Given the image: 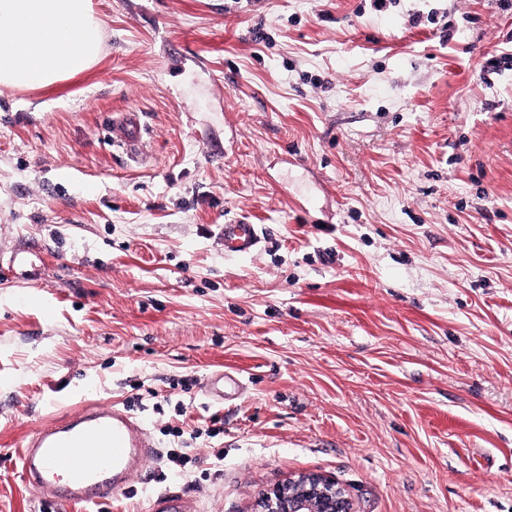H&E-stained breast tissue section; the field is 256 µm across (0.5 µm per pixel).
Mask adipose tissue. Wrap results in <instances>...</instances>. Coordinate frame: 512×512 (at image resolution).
<instances>
[{
    "label": "adipose tissue",
    "instance_id": "1",
    "mask_svg": "<svg viewBox=\"0 0 512 512\" xmlns=\"http://www.w3.org/2000/svg\"><path fill=\"white\" fill-rule=\"evenodd\" d=\"M90 0H0V84L27 88L80 74L96 60Z\"/></svg>",
    "mask_w": 512,
    "mask_h": 512
}]
</instances>
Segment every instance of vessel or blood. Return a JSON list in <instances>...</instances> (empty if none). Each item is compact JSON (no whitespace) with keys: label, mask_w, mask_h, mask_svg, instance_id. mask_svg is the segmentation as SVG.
I'll list each match as a JSON object with an SVG mask.
<instances>
[{"label":"vessel or blood","mask_w":512,"mask_h":512,"mask_svg":"<svg viewBox=\"0 0 512 512\" xmlns=\"http://www.w3.org/2000/svg\"><path fill=\"white\" fill-rule=\"evenodd\" d=\"M146 136L138 113L127 112L112 123V140L136 154ZM220 237L228 253L248 255L258 247L257 225L232 217ZM242 389L241 379L215 370L205 376L201 391L210 404L223 406L226 388ZM144 426L126 406L112 404L83 409L38 429L18 452L21 475L31 486L43 484L44 473L55 478L50 497L66 503L105 502L122 493L135 471L157 458ZM146 512H197L193 499L168 488L148 499Z\"/></svg>","instance_id":"b4317fda"}]
</instances>
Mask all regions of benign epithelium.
<instances>
[{"label":"benign epithelium","mask_w":512,"mask_h":512,"mask_svg":"<svg viewBox=\"0 0 512 512\" xmlns=\"http://www.w3.org/2000/svg\"><path fill=\"white\" fill-rule=\"evenodd\" d=\"M255 512H356L348 491L334 478L301 472L269 487Z\"/></svg>","instance_id":"1"}]
</instances>
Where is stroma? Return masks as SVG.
<instances>
[{
    "label": "stroma",
    "mask_w": 512,
    "mask_h": 512,
    "mask_svg": "<svg viewBox=\"0 0 512 512\" xmlns=\"http://www.w3.org/2000/svg\"><path fill=\"white\" fill-rule=\"evenodd\" d=\"M91 7L94 65L0 86V512H250L299 472L356 512H512V0ZM218 369L246 383L223 409L177 387ZM115 401L159 452L125 492L22 481L35 430ZM215 412L180 474L168 427ZM147 132L137 112H125L112 120V141L121 146L127 154L135 155L141 148ZM220 229L225 252L248 255L257 250L260 241L258 225L251 224L245 217H231ZM146 512H197L193 499L182 491L166 488L147 501Z\"/></svg>",
    "instance_id": "obj_1"
}]
</instances>
